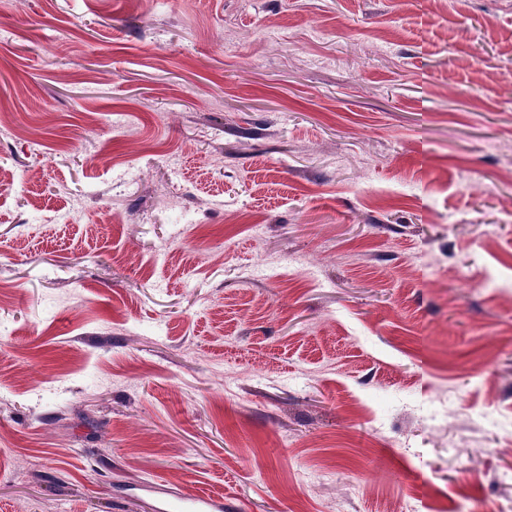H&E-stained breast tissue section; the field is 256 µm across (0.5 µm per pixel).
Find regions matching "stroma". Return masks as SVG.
<instances>
[{
  "label": "stroma",
  "mask_w": 512,
  "mask_h": 512,
  "mask_svg": "<svg viewBox=\"0 0 512 512\" xmlns=\"http://www.w3.org/2000/svg\"><path fill=\"white\" fill-rule=\"evenodd\" d=\"M0 166V512H512V0H0ZM156 511L167 512H224L223 497H194L167 499L156 506Z\"/></svg>",
  "instance_id": "1"
}]
</instances>
